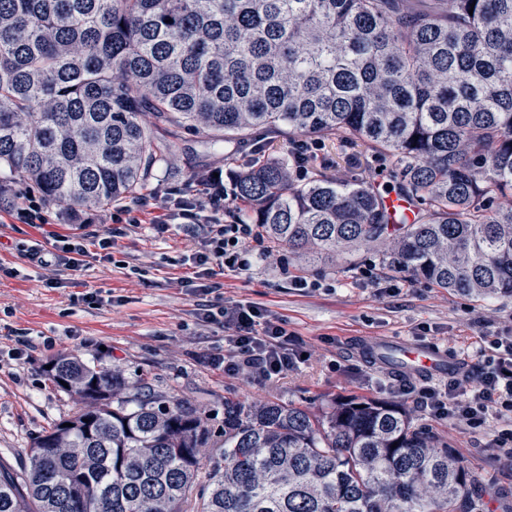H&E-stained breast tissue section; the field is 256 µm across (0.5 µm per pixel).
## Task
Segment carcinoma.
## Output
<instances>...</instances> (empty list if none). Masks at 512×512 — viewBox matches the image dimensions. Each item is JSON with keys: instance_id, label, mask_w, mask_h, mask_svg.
I'll use <instances>...</instances> for the list:
<instances>
[{"instance_id": "cac0c4a2", "label": "carcinoma", "mask_w": 512, "mask_h": 512, "mask_svg": "<svg viewBox=\"0 0 512 512\" xmlns=\"http://www.w3.org/2000/svg\"><path fill=\"white\" fill-rule=\"evenodd\" d=\"M170 128L359 142L420 208L389 228L363 179L259 161L247 224L303 255L389 254L435 288L512 295V0H0V168L49 203L134 197ZM75 399L0 512H187L213 434L200 410L69 355ZM199 512H478L483 487L396 403L224 401Z\"/></svg>"}]
</instances>
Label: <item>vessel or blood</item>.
I'll list each match as a JSON object with an SVG mask.
<instances>
[{"label":"vessel or blood","mask_w":512,"mask_h":512,"mask_svg":"<svg viewBox=\"0 0 512 512\" xmlns=\"http://www.w3.org/2000/svg\"><path fill=\"white\" fill-rule=\"evenodd\" d=\"M379 193L390 223H414L418 210L400 190L383 187ZM367 350L375 364L400 374L446 377L460 369L459 359L433 345L394 343L375 338L369 341Z\"/></svg>","instance_id":"b4317fda"}]
</instances>
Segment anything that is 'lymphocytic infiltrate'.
<instances>
[{
  "label": "lymphocytic infiltrate",
  "mask_w": 512,
  "mask_h": 512,
  "mask_svg": "<svg viewBox=\"0 0 512 512\" xmlns=\"http://www.w3.org/2000/svg\"><path fill=\"white\" fill-rule=\"evenodd\" d=\"M195 184L192 196L163 200L150 228L161 235L174 224L203 227L204 237L191 261L195 273L180 280L179 285L204 296L214 288L213 277L227 270L248 271L253 260L270 258L272 248L259 225L242 222L223 178L202 175ZM85 253L81 237L58 233L51 234L46 242H33L26 250L29 261L47 271L59 266L77 268ZM200 317L206 323L219 318L224 321L227 347L216 353L213 361L226 374L268 383L303 361L283 322L269 318L261 306L239 302L215 310L204 309ZM478 355V364L465 367L461 374L449 379L445 388L426 383H392L388 390L397 396L415 394L431 418L460 423L475 431L484 430L492 415L512 421V328L490 337Z\"/></svg>",
  "instance_id": "lymphocytic-infiltrate-1"
}]
</instances>
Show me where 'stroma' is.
<instances>
[{
    "instance_id": "stroma-1",
    "label": "stroma",
    "mask_w": 512,
    "mask_h": 512,
    "mask_svg": "<svg viewBox=\"0 0 512 512\" xmlns=\"http://www.w3.org/2000/svg\"><path fill=\"white\" fill-rule=\"evenodd\" d=\"M168 150L143 188L163 198L172 190L191 193L197 175L220 172L231 181L255 154L293 158L287 133L264 137L259 152L236 141L211 144L206 134L167 136ZM309 177L376 180L380 161L352 143L325 140L307 159ZM0 464L18 473L28 462L37 437L74 409V399L47 378L46 367L60 355L120 368L127 379L145 377L201 409L213 430L224 424L225 400L292 402L319 413L349 397L391 401L386 384L394 372L373 365L361 345L384 336L419 345H435L474 365L486 338L512 326V297L475 298L448 292L410 275L390 256L355 251L300 267L294 252L275 249V261L256 260L243 274L215 276L211 303L260 304L285 321L295 347L308 360L270 385H252L225 375L211 354L223 349L220 323L198 321V300L178 288L191 276L187 257L199 228L173 225L155 235L141 212V226L118 239L111 259H103L93 238L97 224L110 220L111 208L92 210V224L53 225L59 234L82 233L86 254L77 269L59 267V285L45 287L43 270L24 249L41 239L38 227L12 216L30 191L0 168ZM306 277L309 288H293L292 277ZM94 292L98 303L84 301ZM401 402L417 424L447 442L486 488L488 512H512V462L488 450L489 436L459 424L434 420L414 395Z\"/></svg>"
}]
</instances>
